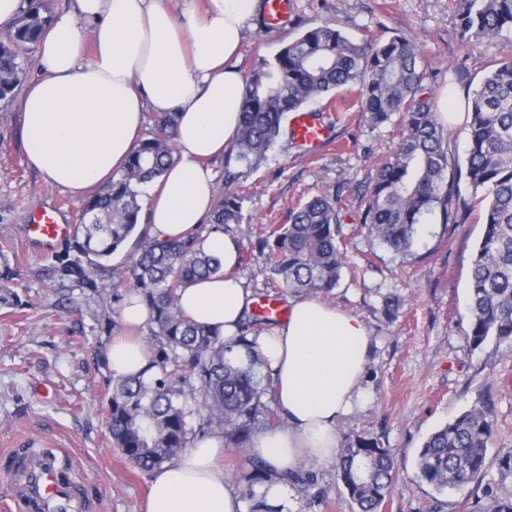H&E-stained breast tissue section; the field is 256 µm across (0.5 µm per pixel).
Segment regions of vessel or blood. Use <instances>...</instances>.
<instances>
[{
  "label": "vessel or blood",
  "instance_id": "vessel-or-blood-1",
  "mask_svg": "<svg viewBox=\"0 0 512 512\" xmlns=\"http://www.w3.org/2000/svg\"><path fill=\"white\" fill-rule=\"evenodd\" d=\"M289 19L288 0H266L265 27L270 31L283 29ZM289 132L295 142L314 149L323 144L329 130L309 113H295L289 122ZM72 225L62 223L49 210L29 215L25 226V242L30 246L50 247L67 240ZM0 479L13 490V512H88L89 499L77 492L84 477L78 469L62 475L55 453L31 455L24 464L0 463Z\"/></svg>",
  "mask_w": 512,
  "mask_h": 512
}]
</instances>
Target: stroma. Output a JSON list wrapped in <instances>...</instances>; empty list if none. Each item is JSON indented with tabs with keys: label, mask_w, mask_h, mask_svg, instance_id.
<instances>
[{
	"label": "stroma",
	"mask_w": 512,
	"mask_h": 512,
	"mask_svg": "<svg viewBox=\"0 0 512 512\" xmlns=\"http://www.w3.org/2000/svg\"><path fill=\"white\" fill-rule=\"evenodd\" d=\"M340 24L355 40L387 41L397 35L420 40L430 74L424 94L451 91L456 113L449 123V152L467 157L469 129L460 111L464 98L496 64L512 58V34L462 39L449 0H292L284 29L249 31L239 54L243 72L273 59L289 41L322 22ZM332 137L315 153H302L281 135L257 169L232 189L243 214L255 222L284 224L288 213L313 196L342 192V236L349 270L343 271L327 305L359 316L371 338L363 380L365 397L344 418V434L374 438L398 453L397 477L380 512H470L462 492L437 493L416 477L415 457L436 429L484 396L494 404L491 453L512 450V345L473 348L468 334L471 259L484 227L477 221L423 225L409 255H394L370 236L359 215L376 166L398 147L401 128L372 124L354 94L341 91ZM81 202L51 185L26 161L20 139V101L0 102V253L14 271L7 286L18 298L0 304V451L16 440L33 449H63L88 481L95 512H145L151 473L113 448L105 426L106 390L113 376L104 363L112 342L108 320L120 319L110 268L126 266L136 238L106 262V272L79 282L72 243L50 249L22 244L28 214L55 209L64 223L78 219ZM231 275L252 296L280 290L250 242ZM398 308L383 312L385 298ZM316 485L294 493L292 512H353L335 463H313Z\"/></svg>",
	"instance_id": "1"
}]
</instances>
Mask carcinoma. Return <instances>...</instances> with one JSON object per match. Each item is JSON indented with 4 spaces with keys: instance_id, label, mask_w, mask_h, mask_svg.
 <instances>
[{
    "instance_id": "cac0c4a2",
    "label": "carcinoma",
    "mask_w": 512,
    "mask_h": 512,
    "mask_svg": "<svg viewBox=\"0 0 512 512\" xmlns=\"http://www.w3.org/2000/svg\"><path fill=\"white\" fill-rule=\"evenodd\" d=\"M457 20L467 39H493L512 32V0H457ZM50 22L29 4L0 37V100L9 99L27 74L22 52L38 41ZM418 40L397 35L385 42H359L326 22L288 43L273 61L251 72L241 119L224 153L225 182L231 166L253 169L266 158L290 112L340 90H357L361 110L374 124L396 120L402 127L397 150L377 166L360 223L396 255L416 242L418 226L429 219L464 224L478 212L483 235L471 260L469 318L471 344L493 339L512 345V58L493 69L471 95L465 112L469 147L465 168L448 173V134L436 103L421 98L426 79ZM176 115H155L150 137L134 147L119 177L90 196L79 210L81 235L75 248L91 269L132 234L138 252L126 270L112 273V287L138 295L150 312L149 376L119 377L112 384L107 430L113 447L142 471L171 463L196 435L217 434L245 453L255 425L268 408L260 354L248 336L263 324L245 315L237 337L226 340L189 319L178 291L222 271V261L202 247V231L234 235L243 223L241 199L229 188L218 196L208 223L160 241L140 223L139 188L162 177L173 160ZM339 194L324 192L300 205L286 224L247 228L266 266L289 291L323 294L336 287L346 266L339 244ZM245 351L248 363L231 355ZM204 412L198 429L189 427L188 402ZM495 432L492 408L482 402L432 432L416 455L418 479L438 493L461 492L490 466L497 485L512 484V451L489 457ZM242 497L251 512H273L257 489L274 475L256 458ZM397 469L396 454L378 441L347 437L338 457V475L355 512H379ZM287 482L306 491L315 476L299 467ZM482 512H512V496L492 493Z\"/></svg>"
}]
</instances>
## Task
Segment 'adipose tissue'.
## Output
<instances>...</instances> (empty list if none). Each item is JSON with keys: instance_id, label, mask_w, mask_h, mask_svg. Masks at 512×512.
Masks as SVG:
<instances>
[{"instance_id": "ef3b65f1", "label": "adipose tissue", "mask_w": 512, "mask_h": 512, "mask_svg": "<svg viewBox=\"0 0 512 512\" xmlns=\"http://www.w3.org/2000/svg\"><path fill=\"white\" fill-rule=\"evenodd\" d=\"M260 0H207L175 16L162 0H75L54 16L36 49L42 74L24 87L21 133L27 162L45 180L83 198L109 183L141 140L146 113L177 117V151L152 184L145 221L168 240L197 229L216 203L214 162L240 121L245 78L233 58L253 27ZM252 296L216 275L181 289L194 322L224 338L238 332ZM286 320L252 335L273 381L286 429L257 436L251 452L280 474L268 501L287 505L283 474L334 459L338 427L362 398L370 337L364 321L313 297L289 302ZM114 376L140 375L142 342L112 340ZM224 441H195L156 470L147 512H247L218 460Z\"/></svg>"}]
</instances>
